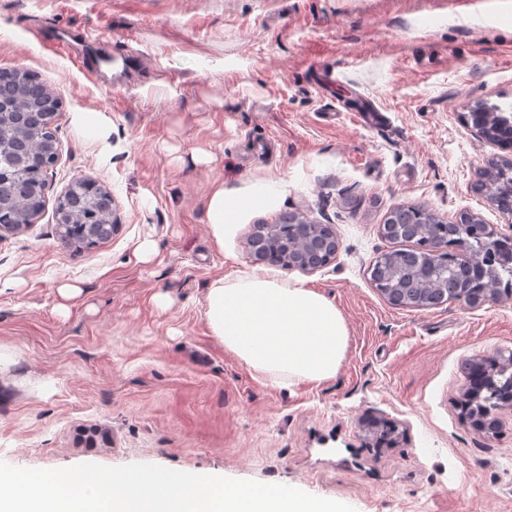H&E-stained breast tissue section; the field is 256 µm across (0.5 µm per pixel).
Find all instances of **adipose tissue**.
I'll return each instance as SVG.
<instances>
[{
  "instance_id": "1",
  "label": "adipose tissue",
  "mask_w": 512,
  "mask_h": 512,
  "mask_svg": "<svg viewBox=\"0 0 512 512\" xmlns=\"http://www.w3.org/2000/svg\"><path fill=\"white\" fill-rule=\"evenodd\" d=\"M204 308L225 350L270 384L322 383L345 357L348 330L335 304L265 268L213 283Z\"/></svg>"
}]
</instances>
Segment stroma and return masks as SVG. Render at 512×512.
Listing matches in <instances>:
<instances>
[{"instance_id": "1", "label": "stroma", "mask_w": 512, "mask_h": 512, "mask_svg": "<svg viewBox=\"0 0 512 512\" xmlns=\"http://www.w3.org/2000/svg\"><path fill=\"white\" fill-rule=\"evenodd\" d=\"M1 67L60 108L45 208L0 235V461L282 480L353 512H512V412L482 433L459 409L469 363L512 353V300L399 307L370 279L396 206L512 235L472 189L512 152L464 119L512 105V0H0ZM371 103L382 124L361 122ZM77 177L119 221L82 250L54 215ZM217 182L245 202L220 242ZM291 214L339 242L316 272L269 269L346 321L318 385L266 384L204 317L208 286L253 267L254 225ZM369 418L399 423L398 444L369 448ZM208 224H210L213 236L218 241L224 239V224H227L231 214V200L224 194L223 183H217L206 201Z\"/></svg>"}]
</instances>
